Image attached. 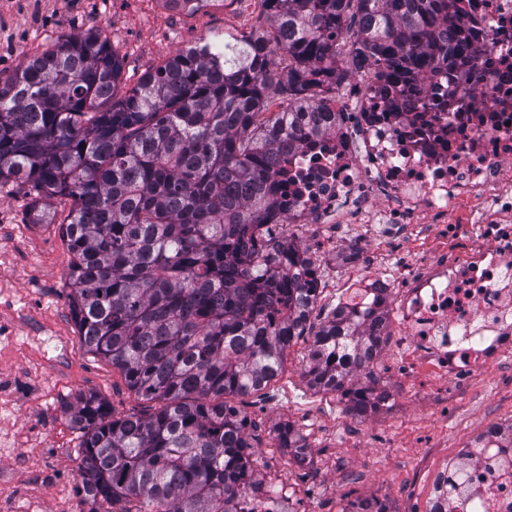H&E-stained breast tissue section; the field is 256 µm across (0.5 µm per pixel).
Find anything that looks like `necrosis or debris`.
<instances>
[{
  "mask_svg": "<svg viewBox=\"0 0 512 512\" xmlns=\"http://www.w3.org/2000/svg\"><path fill=\"white\" fill-rule=\"evenodd\" d=\"M476 55L436 69L399 95L368 68L337 90L349 125L310 136L282 158L272 234L304 226V263L335 257L353 274L343 302L357 313L395 306L398 367L468 386L512 355V0H463ZM432 226L426 249L366 264L364 239L325 247L322 232L367 224L393 233ZM433 512H512V429L497 423L438 468Z\"/></svg>",
  "mask_w": 512,
  "mask_h": 512,
  "instance_id": "4bbe7bcc",
  "label": "necrosis or debris"
}]
</instances>
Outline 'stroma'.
<instances>
[{
    "instance_id": "1",
    "label": "stroma",
    "mask_w": 512,
    "mask_h": 512,
    "mask_svg": "<svg viewBox=\"0 0 512 512\" xmlns=\"http://www.w3.org/2000/svg\"><path fill=\"white\" fill-rule=\"evenodd\" d=\"M262 0H211L197 11L165 0H0V73L66 36L103 27L122 60L121 89L135 86L164 59L212 36L266 28ZM31 186H0V512H87L78 494L84 463L66 407L78 395L102 398L115 416L149 415L159 401L131 392L121 371L88 352L71 317L66 271L71 259L59 225L32 224ZM397 341L388 335L374 364L377 388L395 392L390 409L354 416L340 396L309 388L311 336L294 340L276 383L278 402L247 397L254 473L276 476L313 512H346L378 497L390 512H429L432 473L484 426L512 418V358L481 368L459 389L437 380L405 379ZM290 424L315 450L308 469L294 467L275 442Z\"/></svg>"
}]
</instances>
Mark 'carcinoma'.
<instances>
[{
    "mask_svg": "<svg viewBox=\"0 0 512 512\" xmlns=\"http://www.w3.org/2000/svg\"><path fill=\"white\" fill-rule=\"evenodd\" d=\"M263 2L268 30L181 48L124 92L101 27L0 73V186L31 185L30 223L64 229L83 345L162 402L119 419L92 395L70 408L89 512H244L259 481L248 417L228 398L277 380L317 299L294 244L260 230L278 160L341 118L327 93L358 63L389 90L474 50L459 0ZM274 86L288 104L270 114ZM385 339L337 305L314 335L309 386L367 413L375 387L352 381ZM277 438L307 447L288 424Z\"/></svg>",
    "mask_w": 512,
    "mask_h": 512,
    "instance_id": "cac0c4a2",
    "label": "carcinoma"
}]
</instances>
